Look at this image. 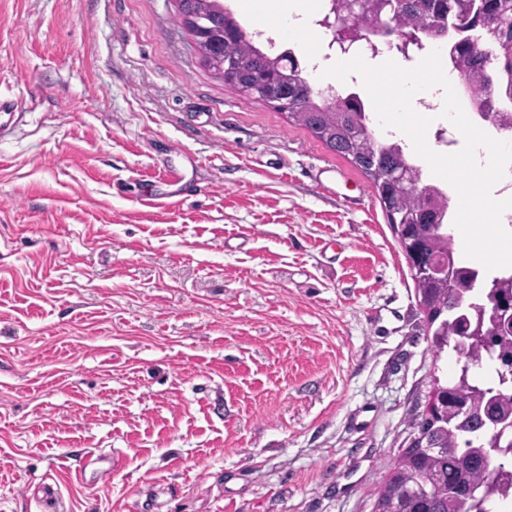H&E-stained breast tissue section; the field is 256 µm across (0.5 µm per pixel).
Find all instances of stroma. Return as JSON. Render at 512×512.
<instances>
[{
    "label": "stroma",
    "mask_w": 512,
    "mask_h": 512,
    "mask_svg": "<svg viewBox=\"0 0 512 512\" xmlns=\"http://www.w3.org/2000/svg\"><path fill=\"white\" fill-rule=\"evenodd\" d=\"M0 97V512H372L456 355L369 178L179 0H0Z\"/></svg>",
    "instance_id": "1"
}]
</instances>
